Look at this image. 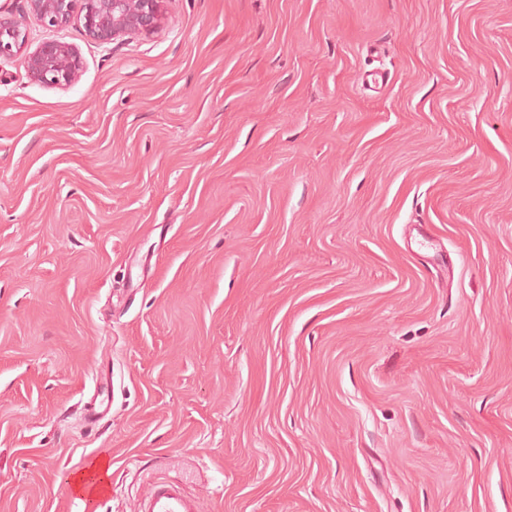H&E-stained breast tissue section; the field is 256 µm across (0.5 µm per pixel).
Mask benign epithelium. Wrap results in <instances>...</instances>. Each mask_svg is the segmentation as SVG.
Returning a JSON list of instances; mask_svg holds the SVG:
<instances>
[{
	"label": "benign epithelium",
	"mask_w": 512,
	"mask_h": 512,
	"mask_svg": "<svg viewBox=\"0 0 512 512\" xmlns=\"http://www.w3.org/2000/svg\"><path fill=\"white\" fill-rule=\"evenodd\" d=\"M28 10L47 28L74 19L83 21L89 38L108 44L123 37L149 36L163 20L165 0H26ZM27 33L17 21L0 17V58L26 50ZM29 78L43 85L72 84L81 68L78 53L69 45L45 41L26 56Z\"/></svg>",
	"instance_id": "7a95c632"
}]
</instances>
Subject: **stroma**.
<instances>
[{
  "label": "stroma",
  "instance_id": "obj_1",
  "mask_svg": "<svg viewBox=\"0 0 512 512\" xmlns=\"http://www.w3.org/2000/svg\"><path fill=\"white\" fill-rule=\"evenodd\" d=\"M165 8L0 0V512H512V0ZM28 10L47 28L83 21L89 38L108 44L123 37L149 36L163 20L165 0H26ZM27 33L17 21L0 17V58L26 50ZM29 78L43 85L69 86L78 76L81 59L68 44L45 41L26 56ZM83 495L89 502H95L96 498H107L112 495V477L97 476L94 474L84 487ZM199 503L175 481L159 480L136 505V512H200Z\"/></svg>",
  "mask_w": 512,
  "mask_h": 512
}]
</instances>
